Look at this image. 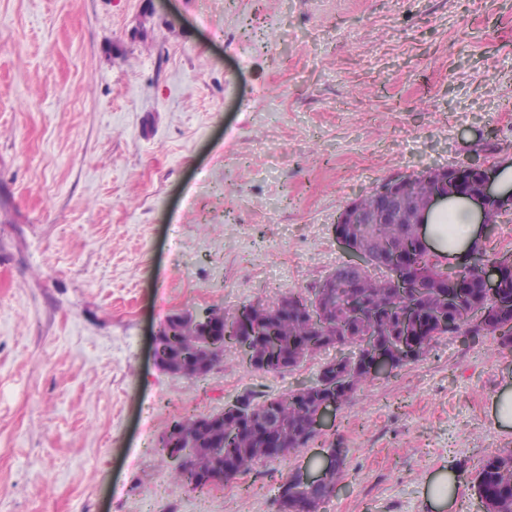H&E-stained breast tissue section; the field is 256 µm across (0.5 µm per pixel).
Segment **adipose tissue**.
Listing matches in <instances>:
<instances>
[{"label":"adipose tissue","mask_w":512,"mask_h":512,"mask_svg":"<svg viewBox=\"0 0 512 512\" xmlns=\"http://www.w3.org/2000/svg\"><path fill=\"white\" fill-rule=\"evenodd\" d=\"M477 220L478 212L472 203L453 198L432 212L426 232L439 253L454 258L478 247Z\"/></svg>","instance_id":"adipose-tissue-1"}]
</instances>
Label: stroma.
<instances>
[{"label": "stroma", "instance_id": "1", "mask_svg": "<svg viewBox=\"0 0 512 512\" xmlns=\"http://www.w3.org/2000/svg\"><path fill=\"white\" fill-rule=\"evenodd\" d=\"M509 161L512 0H0V512H277L334 445L320 512H480L473 475L512 453L493 337L437 338L220 496L171 480L170 420L287 394L335 352L175 378L151 340L322 282L357 195ZM444 474L457 495L429 505Z\"/></svg>", "mask_w": 512, "mask_h": 512}]
</instances>
